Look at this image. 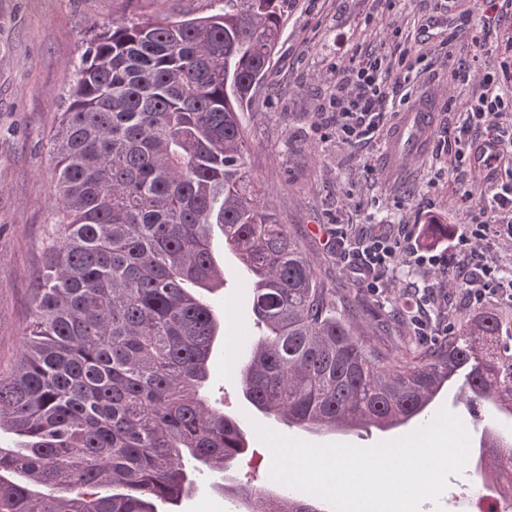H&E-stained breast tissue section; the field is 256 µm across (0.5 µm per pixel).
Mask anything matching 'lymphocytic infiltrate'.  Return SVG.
<instances>
[{
    "instance_id": "f902f5d3",
    "label": "lymphocytic infiltrate",
    "mask_w": 512,
    "mask_h": 512,
    "mask_svg": "<svg viewBox=\"0 0 512 512\" xmlns=\"http://www.w3.org/2000/svg\"><path fill=\"white\" fill-rule=\"evenodd\" d=\"M459 27L466 40L485 47L493 30L501 27L506 16L498 0H487L485 9H477L475 0H456ZM394 76L383 69V55L354 52L347 63L336 69V94L327 112L336 136L343 144L378 143L392 114L388 104L398 87L408 83L416 68L417 58L411 49L398 51ZM451 81L462 85L477 83L478 96L468 98L461 107L465 114L464 131L484 130L487 138L498 146V153L488 161L491 170L512 161V96L496 90L498 79L485 71L481 55H472L467 69L450 70ZM455 203L464 216L457 225L449 246L441 250L421 252L413 246L410 225H402L395 234L364 239L357 247L344 250L340 258L364 288L375 294L393 287V272L399 264L423 267L440 283L452 274L462 277V286L473 302L494 295L512 304V284L499 277L498 266L491 255V240L512 238V179L502 183L492 195H474L470 191L455 193Z\"/></svg>"
}]
</instances>
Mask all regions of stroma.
<instances>
[{
  "mask_svg": "<svg viewBox=\"0 0 512 512\" xmlns=\"http://www.w3.org/2000/svg\"><path fill=\"white\" fill-rule=\"evenodd\" d=\"M213 8V0H0V372L10 373L23 350L45 232L58 219L49 140L68 105L74 64L112 21L188 19ZM284 10L267 85L243 117L248 161L259 188L333 288L337 312L384 352L407 355L471 315L475 305L465 290L440 287L414 265L396 271L390 293L373 295L337 257L336 227L352 225L361 237L392 232L404 219L414 224L419 249L443 246L431 225L461 221L448 189L458 179L448 171V142L464 121L448 105V64L468 61L471 51L454 27L448 0H286ZM390 39L419 52L410 94L432 92L435 114L429 148L394 179L382 167L386 142L374 148L343 145L320 112L336 92L331 73L337 64ZM214 257L224 270V287L209 300L224 314V340L211 355L206 391L223 401L225 413L239 420L251 441L230 477L259 478L270 469L271 450L257 433L261 427L312 444L357 447L421 428L414 419L387 431L313 434L255 410L241 391L238 362L245 354L237 346L253 326L252 285L219 235ZM415 315L427 322L430 336L415 334ZM475 465L468 459L420 512H464L469 500L462 488ZM221 483L219 474L200 476L197 491L177 512H236Z\"/></svg>",
  "mask_w": 512,
  "mask_h": 512,
  "instance_id": "stroma-1",
  "label": "stroma"
}]
</instances>
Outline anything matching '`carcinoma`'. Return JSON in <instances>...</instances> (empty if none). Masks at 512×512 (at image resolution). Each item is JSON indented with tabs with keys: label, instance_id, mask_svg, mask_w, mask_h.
Segmentation results:
<instances>
[{
	"label": "carcinoma",
	"instance_id": "cac0c4a2",
	"mask_svg": "<svg viewBox=\"0 0 512 512\" xmlns=\"http://www.w3.org/2000/svg\"><path fill=\"white\" fill-rule=\"evenodd\" d=\"M215 2L205 17L114 21L74 66L51 140L58 220L22 355L0 376V429L21 438L0 448V512H164L247 453L239 422L200 394L223 321L192 290L224 284L216 225L253 269L261 337L246 342L241 376L257 411L309 432L388 429L427 415L462 372L465 402L512 418L499 312L395 359L336 313L246 157L242 113L273 65L284 0ZM479 458L512 494V423ZM224 492L243 512H329L272 479Z\"/></svg>",
	"mask_w": 512,
	"mask_h": 512
}]
</instances>
